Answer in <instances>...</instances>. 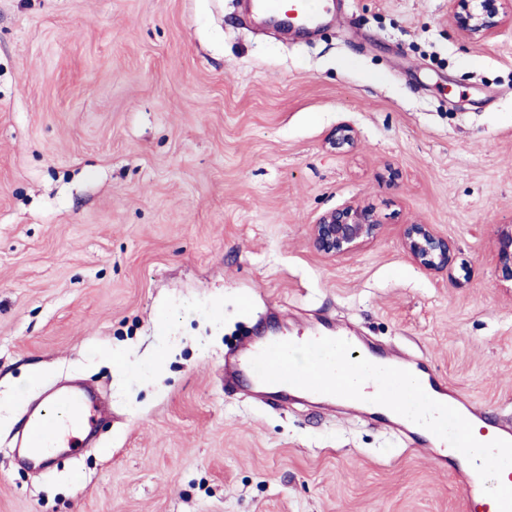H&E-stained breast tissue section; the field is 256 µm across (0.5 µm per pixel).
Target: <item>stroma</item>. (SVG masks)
Returning <instances> with one entry per match:
<instances>
[{"label":"stroma","instance_id":"stroma-1","mask_svg":"<svg viewBox=\"0 0 512 512\" xmlns=\"http://www.w3.org/2000/svg\"><path fill=\"white\" fill-rule=\"evenodd\" d=\"M312 36L240 0H0V512H462L454 475L353 407L224 388L241 344L340 332L420 357L512 422V25L450 0H334ZM355 148L325 147L341 123ZM355 199L384 233L334 259ZM433 225L451 273L414 266ZM105 397L95 445L14 457L59 382ZM508 0H451L452 17L461 33L471 40H483L495 34L510 15L504 10ZM385 223L377 208L355 200L323 213L312 225L314 248L329 257H343L375 240ZM403 249L410 261L430 274L448 272L453 263L452 247L430 224L413 221L401 225ZM493 258L504 281L512 282V224H500L495 231Z\"/></svg>","mask_w":512,"mask_h":512}]
</instances>
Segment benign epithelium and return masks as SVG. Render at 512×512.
I'll list each match as a JSON object with an SVG mask.
<instances>
[{"mask_svg":"<svg viewBox=\"0 0 512 512\" xmlns=\"http://www.w3.org/2000/svg\"><path fill=\"white\" fill-rule=\"evenodd\" d=\"M505 0H451L452 17L461 33L471 40H483L495 34L512 14L504 10ZM357 141L356 129L344 123L336 127L326 147L337 153L351 151ZM385 223L377 208L355 200L323 213L312 225L314 248L329 257H343L375 240ZM403 249L420 270L439 274L450 270L452 247L431 224L413 221L401 225ZM493 258L501 277L512 282V224H500L495 231Z\"/></svg>","mask_w":512,"mask_h":512,"instance_id":"obj_1","label":"benign epithelium"}]
</instances>
